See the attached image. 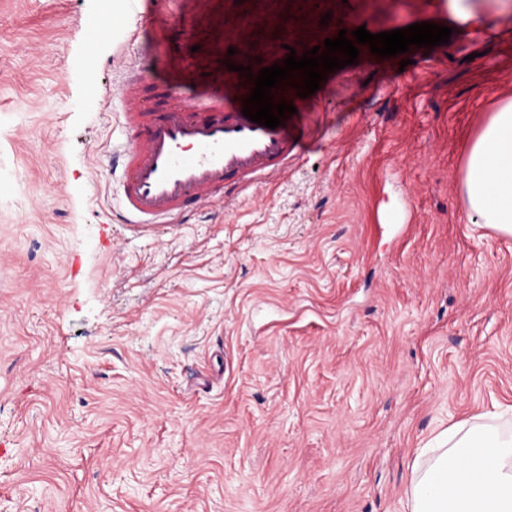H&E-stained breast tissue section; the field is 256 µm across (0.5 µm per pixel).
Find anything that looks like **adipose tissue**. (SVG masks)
Segmentation results:
<instances>
[{"label": "adipose tissue", "instance_id": "obj_1", "mask_svg": "<svg viewBox=\"0 0 512 512\" xmlns=\"http://www.w3.org/2000/svg\"><path fill=\"white\" fill-rule=\"evenodd\" d=\"M462 186L470 215L512 235V101L471 144ZM412 468L409 512H512V437L484 423L448 428Z\"/></svg>", "mask_w": 512, "mask_h": 512}]
</instances>
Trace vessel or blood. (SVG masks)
<instances>
[{"label":"vessel or blood","mask_w":512,"mask_h":512,"mask_svg":"<svg viewBox=\"0 0 512 512\" xmlns=\"http://www.w3.org/2000/svg\"><path fill=\"white\" fill-rule=\"evenodd\" d=\"M120 94L125 138L105 171L119 177L124 224H179L206 203L239 200L283 174L302 148L287 124L244 117L246 91L220 74L189 99L132 69Z\"/></svg>","instance_id":"b4317fda"}]
</instances>
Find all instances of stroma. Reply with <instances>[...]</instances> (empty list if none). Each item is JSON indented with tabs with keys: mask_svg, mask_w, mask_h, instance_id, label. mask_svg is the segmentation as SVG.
Here are the masks:
<instances>
[{
	"mask_svg": "<svg viewBox=\"0 0 512 512\" xmlns=\"http://www.w3.org/2000/svg\"><path fill=\"white\" fill-rule=\"evenodd\" d=\"M0 0V512H409L418 448L512 434V236L471 221L462 165L512 99V7L217 0L185 38L115 0ZM444 13L431 49L329 73L307 148L231 207L123 224L103 165L127 69L198 74L283 44ZM98 61L88 73L86 56Z\"/></svg>",
	"mask_w": 512,
	"mask_h": 512,
	"instance_id": "35a3bbf8",
	"label": "stroma"
}]
</instances>
